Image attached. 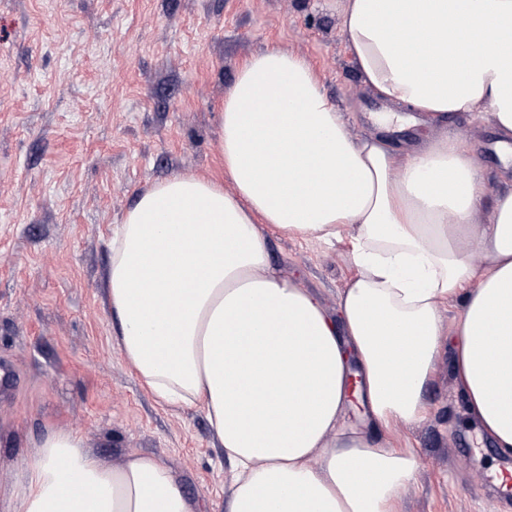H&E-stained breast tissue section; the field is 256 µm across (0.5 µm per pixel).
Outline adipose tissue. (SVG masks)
I'll return each instance as SVG.
<instances>
[{"instance_id":"1","label":"adipose tissue","mask_w":512,"mask_h":512,"mask_svg":"<svg viewBox=\"0 0 512 512\" xmlns=\"http://www.w3.org/2000/svg\"><path fill=\"white\" fill-rule=\"evenodd\" d=\"M342 31L379 98L512 136V0H347ZM218 140L232 190L185 175L141 192L112 237L106 303L156 400L205 413L232 468L229 512H399L415 452L374 433L427 417L445 343L470 414L512 455V188L484 206L458 140L430 133L406 152L355 139L306 60L279 49L240 66ZM272 231L348 239L357 273L336 313L277 273ZM456 299L447 340L440 306ZM354 397L374 433L340 426ZM0 512L195 505L162 456L114 466L49 427Z\"/></svg>"}]
</instances>
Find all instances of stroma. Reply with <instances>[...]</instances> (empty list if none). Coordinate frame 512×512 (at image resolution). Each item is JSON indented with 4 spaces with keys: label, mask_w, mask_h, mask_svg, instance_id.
<instances>
[{
    "label": "stroma",
    "mask_w": 512,
    "mask_h": 512,
    "mask_svg": "<svg viewBox=\"0 0 512 512\" xmlns=\"http://www.w3.org/2000/svg\"><path fill=\"white\" fill-rule=\"evenodd\" d=\"M345 0H0V493L46 426L84 434L102 459L165 457L199 512H226L229 471L202 410L173 411L115 347L103 304L110 240L137 196L180 175H224L217 123L235 74L279 48L305 58L354 136L390 106L348 50ZM441 135L468 144L494 198L488 125L454 113ZM279 274L335 312L355 276L347 240L272 234ZM427 419L393 426L415 478L400 512H512L453 376L436 359Z\"/></svg>",
    "instance_id": "35a3bbf8"
}]
</instances>
